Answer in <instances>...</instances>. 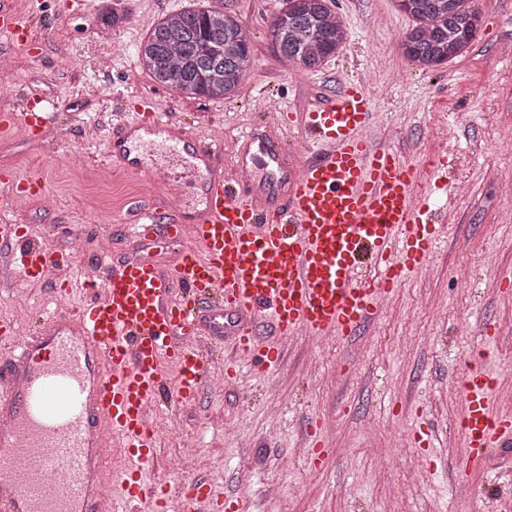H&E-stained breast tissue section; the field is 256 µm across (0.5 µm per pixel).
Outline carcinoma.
Instances as JSON below:
<instances>
[{"mask_svg": "<svg viewBox=\"0 0 512 512\" xmlns=\"http://www.w3.org/2000/svg\"><path fill=\"white\" fill-rule=\"evenodd\" d=\"M334 0H286L271 24L277 57L313 71L336 55L346 37ZM414 19L402 40L421 69L468 52L482 14L474 0H399ZM141 68L157 84L188 99H219L238 90L251 67L250 35L218 8H185L163 17L140 43Z\"/></svg>", "mask_w": 512, "mask_h": 512, "instance_id": "obj_1", "label": "carcinoma"}]
</instances>
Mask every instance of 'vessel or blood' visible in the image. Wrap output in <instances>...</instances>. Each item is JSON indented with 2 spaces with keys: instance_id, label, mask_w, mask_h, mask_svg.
<instances>
[{
  "instance_id": "obj_1",
  "label": "vessel or blood",
  "mask_w": 512,
  "mask_h": 512,
  "mask_svg": "<svg viewBox=\"0 0 512 512\" xmlns=\"http://www.w3.org/2000/svg\"><path fill=\"white\" fill-rule=\"evenodd\" d=\"M0 36L30 56L41 32L0 0ZM377 107L363 78L341 82L309 111L289 114L288 128L243 135L229 167L222 143L183 133L153 99L141 98L134 119L113 124L108 158L118 169L145 170L122 149L129 135L162 136L197 176L203 207L190 217L158 205L135 221L134 238L179 244L170 265L101 261L83 278L91 305L71 308L60 288L35 334L17 336L12 322H0V512H126L138 502L153 512H217L206 482L175 491L142 475L162 436L151 410L195 403L211 377L215 342L181 344L178 332L232 310L240 317L236 353L255 371L277 373L283 339L355 336L394 288L429 265L445 234L430 199L457 198L448 155L406 156L369 137ZM49 120L45 103L17 93L15 107L0 114V138ZM46 187L38 176L0 173V282L45 283L61 263L11 219L21 194ZM260 323L273 338L257 334ZM492 389L478 370L460 382L455 478L512 439V412L493 410ZM105 431L126 448L130 466L106 471ZM108 475L121 498L104 493Z\"/></svg>"
}]
</instances>
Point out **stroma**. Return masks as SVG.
<instances>
[{"label":"stroma","instance_id":"35a3bbf8","mask_svg":"<svg viewBox=\"0 0 512 512\" xmlns=\"http://www.w3.org/2000/svg\"><path fill=\"white\" fill-rule=\"evenodd\" d=\"M397 2L335 0L348 37L311 72L284 66L270 43L283 0H224L251 33L253 69L228 97L187 99L155 84L137 49L164 15L207 0H14L45 37L34 58L0 37V56L15 60L12 84L52 104L61 122L54 138L19 131L0 140V172L47 182V195L19 200L15 220L68 257L52 285L79 289L81 303L92 300L80 271L100 261L101 233L115 261L141 256L165 266L177 253L130 234L135 210L158 201L151 175L116 169L111 186L98 180L113 122L130 118L141 95L198 136L222 128L230 145L258 125L269 94H282L283 111L302 112L360 75L377 93L386 144L406 155L449 152L450 177L464 187L429 267L396 288L358 335L298 337L277 375L246 370L236 384L204 388L194 404L163 405L169 432L148 480H202L223 499L248 498L252 512H512V441L470 476H448L459 376L480 368L494 382V408L512 409V0H476L483 19L472 49L430 71L404 53L412 20ZM111 11L125 17L113 42L95 36ZM64 54L74 68L57 66ZM104 57L108 75L98 67ZM92 117L100 132L87 140ZM49 286L6 283L0 319H17L19 335H30L56 307ZM420 416L433 422L434 447L406 444ZM311 430L328 445L317 466L306 452Z\"/></svg>","mask_w":512,"mask_h":512}]
</instances>
